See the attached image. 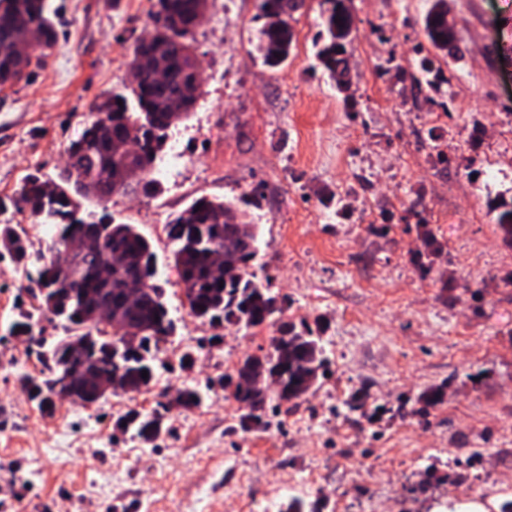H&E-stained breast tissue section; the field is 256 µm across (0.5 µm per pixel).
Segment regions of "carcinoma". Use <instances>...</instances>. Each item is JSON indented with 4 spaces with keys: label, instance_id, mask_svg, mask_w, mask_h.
Returning a JSON list of instances; mask_svg holds the SVG:
<instances>
[{
    "label": "carcinoma",
    "instance_id": "carcinoma-1",
    "mask_svg": "<svg viewBox=\"0 0 512 512\" xmlns=\"http://www.w3.org/2000/svg\"><path fill=\"white\" fill-rule=\"evenodd\" d=\"M327 3L331 8L323 14V31L316 44L315 58L329 77L344 88L352 80L348 59L354 40L353 20L347 0ZM208 6L209 0H155V43L168 59L169 82L157 86L151 75L144 72L138 84L127 87L130 95L114 93L112 98L94 105L82 132L67 147L69 162L59 177V191L53 196L42 194L39 184L44 176L35 171L27 175L17 192V201L24 209L59 227V238L48 251L72 248L81 255L80 264L75 268L62 266L43 253L29 252L27 240L15 226L0 224V241L13 243L11 253L17 263L24 267L30 263L40 266L36 279L40 297L37 312L63 321L68 332L61 340L37 336L32 314L11 327L12 335L31 341L44 366L41 373L20 378L23 391L43 413H52L58 399L87 406L108 397L113 391L106 384L116 370L122 372L125 392H141L154 378V341L175 332L166 289L156 281V256L149 240L135 225L111 216L107 203L113 196V179L128 165L140 168L144 193L155 191L158 181L149 176L151 157L162 150L167 131L186 119L190 111L188 107L180 112L173 110L171 100L182 96L192 105L201 92V88L190 84L189 71L197 69L194 31ZM295 7L296 0H260L266 23L261 30L259 51L264 64L271 68L284 63L291 52L295 35L288 17ZM166 12L178 15L184 27L178 31L169 29L163 19ZM425 29L432 47L448 55L454 47L455 34L448 29L445 0H431ZM35 33L40 41L32 48L29 66L40 63L43 49L52 47L57 40L46 0H0V85L23 77V72L17 71L18 61L11 46L28 41ZM130 97L136 104L134 112L129 107ZM110 135L128 137L129 152L116 157L104 150L103 142ZM508 192L497 194L494 208L499 210L498 224L504 239L512 244V189ZM87 198L95 199L102 206V213L82 212L81 200ZM188 212L194 215L193 232L184 223ZM88 224L101 228L97 241L91 245L85 240L84 228ZM166 228L175 245L173 262L179 282L194 318L215 327L232 323L248 329L266 320L279 324V335L273 338L271 351L244 359L236 379L220 380L222 388L232 387L233 398L245 411L242 425L259 419L257 411L266 400L288 402L313 389L325 365L320 337L311 330L298 332L292 323L280 321L282 306L277 295L251 271L250 262L258 253V225L246 221L244 212L231 202L201 196ZM218 247L224 249V264L234 268V274L221 284L208 273L209 253ZM114 253L123 254L124 263L112 269V283L105 286L96 280L94 269ZM136 278L145 280L146 288L136 301L129 302L125 288ZM71 280L78 282L79 288L60 310L57 289ZM101 306H110L114 312L115 323L110 332L102 329L96 318ZM124 331L139 337L136 349L123 350L110 358L101 356L98 347L105 337L112 336V345L120 348ZM280 354L288 357V367L282 372L281 388L270 395L264 364ZM144 371L148 373L146 378L142 377ZM115 427L134 432L145 443L154 441L162 432L159 418L136 410L120 416Z\"/></svg>",
    "mask_w": 512,
    "mask_h": 512
}]
</instances>
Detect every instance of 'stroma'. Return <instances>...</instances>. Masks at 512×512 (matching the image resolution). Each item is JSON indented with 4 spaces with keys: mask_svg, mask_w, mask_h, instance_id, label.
Instances as JSON below:
<instances>
[{
    "mask_svg": "<svg viewBox=\"0 0 512 512\" xmlns=\"http://www.w3.org/2000/svg\"><path fill=\"white\" fill-rule=\"evenodd\" d=\"M430 0H351L353 80L339 93L316 64L313 42L324 0H305L289 19L294 49L277 68L256 50L264 24L244 0L245 26L217 30L212 0L195 31L207 75L188 120L168 140L188 162L162 177L155 195H114L109 207L152 244L177 323V354L162 350L151 385L71 410L40 413L16 393V373L38 374L28 342L10 324L38 302L16 281L23 270L0 247V492L17 512H259L280 485L311 480L300 512H448L466 503L468 480L483 492L473 512L512 501V247L487 200L512 188V0H447L457 59L430 45ZM149 0H49L57 44L16 83L0 86V224L17 225L42 251L15 204L24 178L56 179L66 147L91 107L130 81L128 61L150 33ZM448 77V126L419 110L412 85L422 60ZM246 86L224 101V63ZM409 84L407 93L394 87ZM357 106L346 111L344 97ZM238 202L260 228L254 262L283 301L284 317L311 327L328 359L315 389L243 429L242 411L210 381L266 352L272 322L215 329L189 314L173 246L154 216L174 217L200 196ZM390 224L360 223L362 203ZM440 248L430 251L426 232ZM193 366L181 367L183 354ZM205 391L201 407L171 401ZM163 416L151 458L131 462L141 440L113 430L129 409ZM94 461L60 455L29 478L27 463L53 446L55 428ZM122 483L89 496L95 470Z\"/></svg>",
    "mask_w": 512,
    "mask_h": 512,
    "instance_id": "1",
    "label": "stroma"
}]
</instances>
